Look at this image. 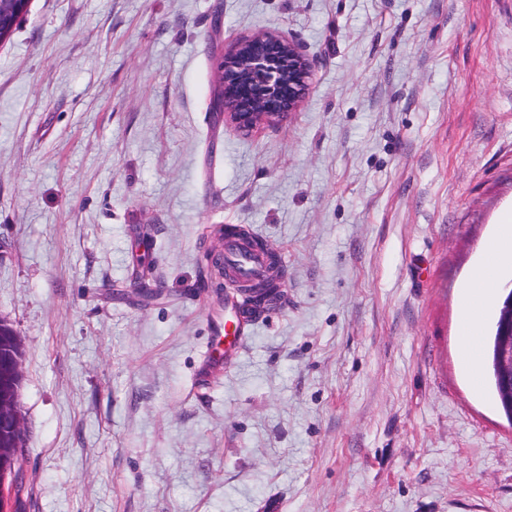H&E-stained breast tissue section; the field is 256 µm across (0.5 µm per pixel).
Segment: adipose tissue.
<instances>
[{"label":"adipose tissue","instance_id":"obj_1","mask_svg":"<svg viewBox=\"0 0 512 512\" xmlns=\"http://www.w3.org/2000/svg\"><path fill=\"white\" fill-rule=\"evenodd\" d=\"M512 257V212L504 214L497 235L488 242L478 268L468 280L461 305L460 349L470 377L478 375V351L483 320L493 290L503 272L507 258Z\"/></svg>","mask_w":512,"mask_h":512}]
</instances>
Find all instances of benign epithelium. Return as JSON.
<instances>
[{
	"label": "benign epithelium",
	"instance_id": "1",
	"mask_svg": "<svg viewBox=\"0 0 512 512\" xmlns=\"http://www.w3.org/2000/svg\"><path fill=\"white\" fill-rule=\"evenodd\" d=\"M312 63L298 44L271 31L234 42L224 52L211 108L238 129L252 132L283 122L309 92Z\"/></svg>",
	"mask_w": 512,
	"mask_h": 512
}]
</instances>
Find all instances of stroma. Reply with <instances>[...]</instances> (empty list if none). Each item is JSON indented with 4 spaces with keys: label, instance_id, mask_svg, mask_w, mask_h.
Instances as JSON below:
<instances>
[{
    "label": "stroma",
    "instance_id": "35a3bbf8",
    "mask_svg": "<svg viewBox=\"0 0 512 512\" xmlns=\"http://www.w3.org/2000/svg\"><path fill=\"white\" fill-rule=\"evenodd\" d=\"M313 67L300 110L211 111L236 40ZM512 210V0H31L0 45V318L22 344L21 512H512L460 298ZM282 304L199 383L235 292L224 225Z\"/></svg>",
    "mask_w": 512,
    "mask_h": 512
}]
</instances>
